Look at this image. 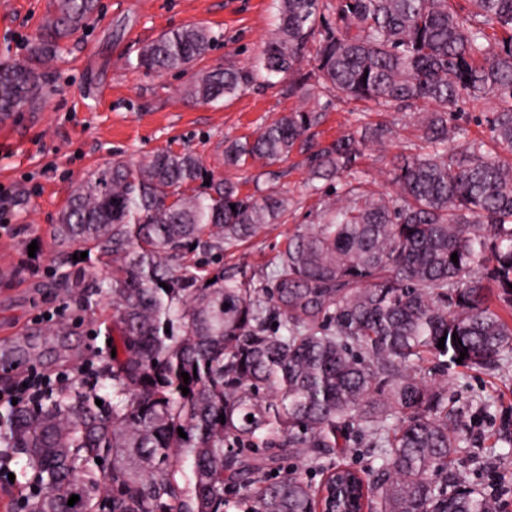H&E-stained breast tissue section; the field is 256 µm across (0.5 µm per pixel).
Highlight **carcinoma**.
Instances as JSON below:
<instances>
[{
	"label": "carcinoma",
	"mask_w": 512,
	"mask_h": 512,
	"mask_svg": "<svg viewBox=\"0 0 512 512\" xmlns=\"http://www.w3.org/2000/svg\"><path fill=\"white\" fill-rule=\"evenodd\" d=\"M97 11V0H57L29 61H0V115L44 96L42 67ZM212 42L204 25L174 29L136 67L185 73ZM307 55L315 66L303 72ZM279 74L290 95L303 85L396 112L429 104L421 129L433 150L400 158L392 196L359 175L366 143L394 136L363 122L364 109L328 144L316 109L228 144L224 163L236 167L297 153L312 182L353 175L289 235L267 281L194 254L231 255L276 229L290 200L274 188L243 196L192 153L170 151L114 159L81 183L54 238L112 269L78 289L86 305L112 300V349L98 368L112 397L77 378L0 412V445L34 479L27 512H226L238 497L251 512H318L328 483L352 488L368 512H497L457 482L463 419L431 372L464 350L470 369L512 350L501 315L512 314V0H278L262 54L193 73L184 94L210 103ZM490 97L486 137L451 123L459 100ZM183 372L197 374L186 396ZM343 441L373 450L376 471L337 465ZM289 455L321 482L294 468L269 479Z\"/></svg>",
	"instance_id": "obj_1"
}]
</instances>
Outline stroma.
<instances>
[{"label": "stroma", "instance_id": "stroma-1", "mask_svg": "<svg viewBox=\"0 0 512 512\" xmlns=\"http://www.w3.org/2000/svg\"><path fill=\"white\" fill-rule=\"evenodd\" d=\"M54 0H0V60L23 62ZM278 22L276 0H99L87 29L64 41L46 72L49 96L0 120V190L12 205L0 211V385L33 371L70 382L91 375L112 323V302L99 296L86 309L72 296L73 249L56 246L53 231L75 188L115 158L190 151L216 176L238 182L242 194L272 186L292 204L285 224L261 233L232 261L265 278L268 262L284 249L288 233L309 223L323 198H336L340 182L309 187L302 156L268 165L224 164L227 141L255 135L283 114L324 108L319 128L329 142L355 126L350 101L339 96H287L281 86L255 84L210 104L183 95L187 75L137 68L139 49L163 33L191 24L211 28L216 40L197 69L245 67L262 53ZM417 112L373 111L368 121H391L396 134L384 147L370 144L360 168L373 189L395 194L398 156L421 150ZM36 252H29V245ZM52 312L45 320L43 312ZM450 404L464 411L466 448L456 461L472 488H512V353L498 366L435 375Z\"/></svg>", "mask_w": 512, "mask_h": 512}]
</instances>
